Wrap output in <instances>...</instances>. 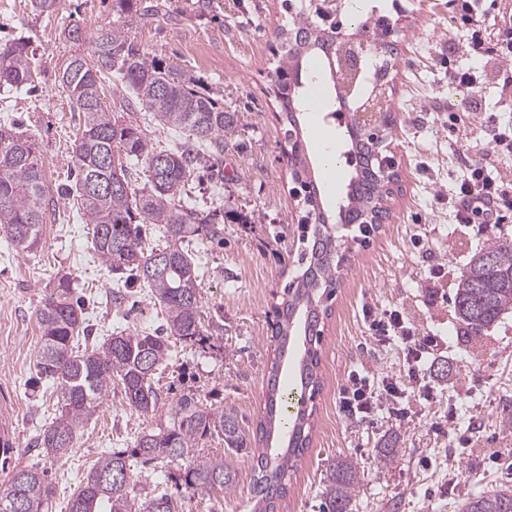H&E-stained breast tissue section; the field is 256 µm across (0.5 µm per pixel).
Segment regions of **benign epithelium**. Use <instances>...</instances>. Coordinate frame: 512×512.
Listing matches in <instances>:
<instances>
[{
  "mask_svg": "<svg viewBox=\"0 0 512 512\" xmlns=\"http://www.w3.org/2000/svg\"><path fill=\"white\" fill-rule=\"evenodd\" d=\"M343 0H309V8L325 20L340 14ZM383 48V41L370 28H359L352 36L344 34L342 27H336V62L332 76L339 111L348 113L351 126L363 134L378 137L385 129L386 117L391 112V90L386 70L377 75L370 95L360 99L356 86L362 72L363 55L376 53Z\"/></svg>",
  "mask_w": 512,
  "mask_h": 512,
  "instance_id": "7a95c632",
  "label": "benign epithelium"
}]
</instances>
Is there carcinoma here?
<instances>
[{
  "label": "carcinoma",
  "mask_w": 512,
  "mask_h": 512,
  "mask_svg": "<svg viewBox=\"0 0 512 512\" xmlns=\"http://www.w3.org/2000/svg\"><path fill=\"white\" fill-rule=\"evenodd\" d=\"M139 0H112L116 15H148ZM313 24L302 13L277 27L278 65L275 97L280 120L286 127L292 177L310 187L317 184L308 165L300 134L299 81L315 56L330 61L336 40L317 33L298 40ZM29 44L14 39L0 44V91L8 99L31 85ZM114 76L132 92L158 126L188 133L175 150L158 151L141 126L121 122L104 105V79ZM60 82L84 115L73 142L72 158L78 171L73 204L85 223L94 225L93 249L115 275L145 284L163 308L167 335L121 331L79 353L74 340L87 332L83 307L74 302L71 280H58L53 294L38 314L41 345L36 355L37 375L56 385L60 415L42 426L35 446L56 459L73 448L77 428L102 406L112 381L123 386L128 404L142 415L155 414L168 405V422L141 434L134 447L104 452L81 486L70 497L68 512H181L182 504L167 494L141 502L134 494L136 464L175 468L174 476L187 494L231 492L236 471L224 458L196 457L199 447L218 438L232 450L247 447L238 415L222 406L208 405L195 394H185L170 404L152 383L158 365L169 355V338L184 345L204 347L210 335L201 320L200 282L194 255L186 239L198 233L212 241L223 240L224 229L201 216L192 202L176 203L197 166L224 154L240 124L237 112L224 108L219 94L201 87L198 79L173 62L148 59L124 29H100L87 55L71 57ZM349 154L355 159L346 187L347 204L339 207L338 220L356 224L363 234L378 229L389 217L385 202L392 195L381 175L384 147L371 137L349 131ZM143 160L150 172L148 184L133 187L132 160ZM106 185L103 191L90 182ZM47 198L43 165L36 140L15 131V124L0 123V230L20 251L31 253L42 243ZM306 215L317 224L303 231L298 274L284 289L274 308L271 326L276 354L271 363L264 412L256 427L251 500L253 512H274L287 494V474L298 469L310 448L314 409L303 405L290 411V392L281 383L282 361L295 354L298 387L314 399L321 388V320L331 312L329 301L338 282V239L327 224L321 194L304 197ZM157 224L167 237L163 250L146 247L142 225ZM512 311V241L494 245L493 256L475 252L455 283L453 313L468 336L492 328ZM400 448L392 438L378 448L379 463L396 461ZM359 487L358 464L345 459L329 470L322 497L324 512H348ZM54 494L47 471L24 468L13 471L0 484V512H43ZM462 512H512V492H477L466 497Z\"/></svg>",
  "instance_id": "carcinoma-1"
}]
</instances>
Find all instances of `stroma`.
<instances>
[{
    "label": "stroma",
    "mask_w": 512,
    "mask_h": 512,
    "mask_svg": "<svg viewBox=\"0 0 512 512\" xmlns=\"http://www.w3.org/2000/svg\"><path fill=\"white\" fill-rule=\"evenodd\" d=\"M153 18H117L112 0H62L53 14L35 0H0V43L21 38L34 52L31 93L7 99L0 119L34 135L47 182L57 200L54 220L43 226V244L20 253L0 233V423L10 426L0 451V481L23 467L45 469L55 485L51 512H67L71 493L101 453L133 447L141 433L164 423V412L141 415L121 384H113L102 407L76 432L64 459L36 448L34 437L59 413L52 383L38 379V313L60 277H69L83 300L91 337L123 330L154 332L163 323L146 286L135 285L122 307L112 305L117 282L93 250V227L57 188L70 175L71 145L83 121L58 73L71 56L90 53L99 28L120 24L148 57L170 59L219 93L240 126L218 161L223 179L196 170L184 192L203 214L224 227V244L204 236L188 241L200 267L202 321L212 335L208 349L171 341L159 376L170 400L195 390L201 400L235 409L247 436L263 413L274 345L269 315L299 265L298 238L304 211L294 196L284 129L273 93L275 29L301 0H142ZM365 15L386 17L398 31L401 54L391 72L397 127L391 135L398 174L388 201L390 217L369 244L355 241L351 226H337L348 261L326 319L320 357L322 388L314 404L309 452L288 483L275 512H319L330 466L340 459L359 464L360 488L350 512H461L468 494L512 490V428L500 414L512 406V313L481 336H466L453 319L452 297L470 255L512 240V222L484 229L455 220L459 185L497 130L512 128V92L502 93L503 59L480 60L482 81L469 93L448 81L449 65H467L466 32L455 19V0H364ZM322 105L303 113L301 127L325 210L337 211L355 163L347 157L345 126L331 81L322 84ZM470 111H458L463 98ZM104 102L119 120L140 124L152 145L174 150L182 131L145 121L127 90L104 85ZM329 134L343 171L325 181L318 147ZM399 311L415 337L438 336L441 353L422 364L421 384L410 385L407 414L379 410L368 418L339 410L348 370L375 379H404L408 364L401 343L377 345L364 308ZM401 450L396 462L379 466L376 450L391 434ZM207 457H225L237 471L234 492L181 496L178 485L135 466L140 500L166 493L183 499V512H251L252 450L228 451L214 439Z\"/></svg>",
    "instance_id": "obj_1"
}]
</instances>
